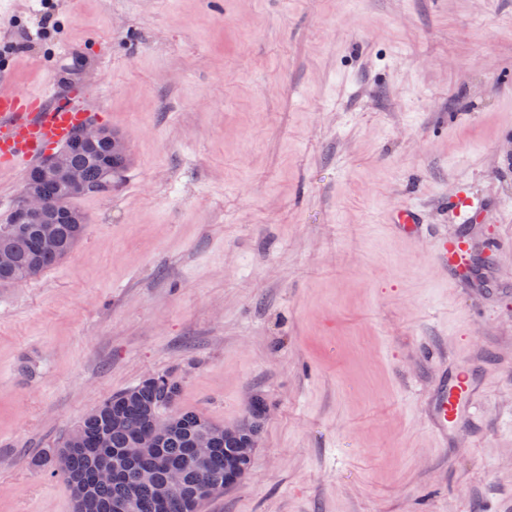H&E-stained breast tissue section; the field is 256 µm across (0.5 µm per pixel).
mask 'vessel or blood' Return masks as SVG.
<instances>
[{
	"mask_svg": "<svg viewBox=\"0 0 512 512\" xmlns=\"http://www.w3.org/2000/svg\"><path fill=\"white\" fill-rule=\"evenodd\" d=\"M90 119L89 104L81 95L57 94L54 87L37 92H21L0 81V169L23 170L47 151L67 141L73 129ZM482 202L476 197L458 198L453 206L454 230L433 233L420 221L417 209L400 207L390 217L392 229L423 245L437 270L455 277L470 257L459 243L460 226L471 223ZM481 389L472 372L459 368L442 375L433 389L425 420L440 439L469 430L476 420L462 421L463 409L478 410Z\"/></svg>",
	"mask_w": 512,
	"mask_h": 512,
	"instance_id": "1",
	"label": "vessel or blood"
}]
</instances>
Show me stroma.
<instances>
[{"instance_id": "1", "label": "stroma", "mask_w": 512, "mask_h": 512, "mask_svg": "<svg viewBox=\"0 0 512 512\" xmlns=\"http://www.w3.org/2000/svg\"><path fill=\"white\" fill-rule=\"evenodd\" d=\"M127 142L86 235L0 288V512H73L36 468L152 374L252 467L199 512H512V0H0V76ZM451 281L388 215L452 227ZM472 364L481 427L424 416Z\"/></svg>"}]
</instances>
